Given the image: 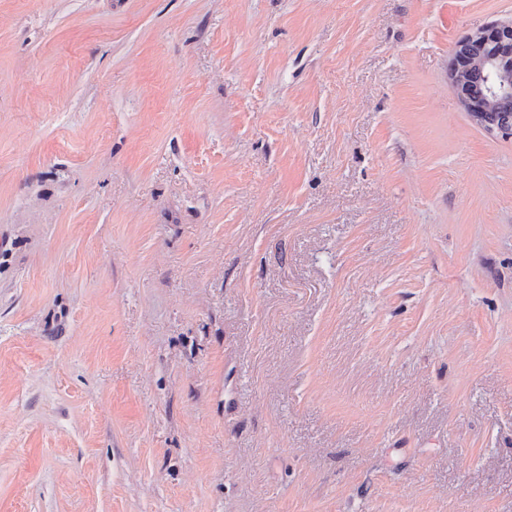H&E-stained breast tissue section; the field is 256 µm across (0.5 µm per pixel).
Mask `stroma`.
I'll list each match as a JSON object with an SVG mask.
<instances>
[{
    "label": "stroma",
    "instance_id": "stroma-1",
    "mask_svg": "<svg viewBox=\"0 0 512 512\" xmlns=\"http://www.w3.org/2000/svg\"><path fill=\"white\" fill-rule=\"evenodd\" d=\"M512 0H0V512H512ZM511 30L512 22L504 24H492L473 32L464 40L458 42L455 47L457 61L453 68L449 70L448 76L452 85L458 91L460 101L463 104L465 110L469 112L476 123L481 126H484V103L470 99L465 94V92L470 95L487 96L489 75L488 72L480 64L473 66L469 71H467L471 65V61L467 53L472 58L482 61L484 58L494 55L497 46L494 44H485L481 41H473L468 45L467 43L475 39H481L486 42H502L504 39V34L510 33ZM466 45L467 48H465ZM463 84L465 92L463 91ZM511 55H497L485 60V64H490L495 72V87L490 91L492 97L496 92L509 93L512 95V66ZM485 122L503 131L512 130V96L491 98L486 105Z\"/></svg>",
    "mask_w": 512,
    "mask_h": 512
}]
</instances>
